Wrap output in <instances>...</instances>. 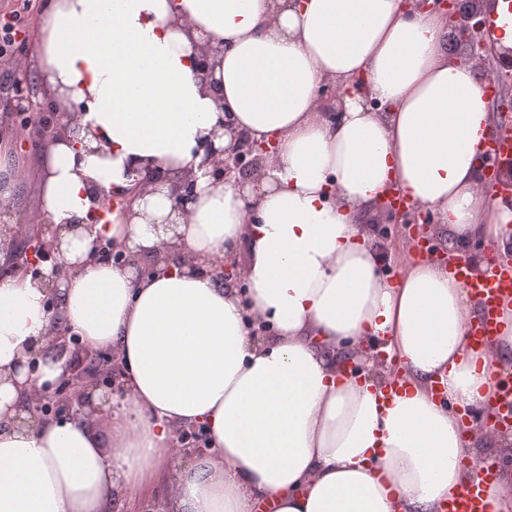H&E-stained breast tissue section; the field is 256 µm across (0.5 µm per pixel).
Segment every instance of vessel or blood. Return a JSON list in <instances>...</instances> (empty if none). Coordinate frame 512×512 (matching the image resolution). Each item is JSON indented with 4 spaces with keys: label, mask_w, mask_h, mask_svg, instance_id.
I'll use <instances>...</instances> for the list:
<instances>
[{
    "label": "vessel or blood",
    "mask_w": 512,
    "mask_h": 512,
    "mask_svg": "<svg viewBox=\"0 0 512 512\" xmlns=\"http://www.w3.org/2000/svg\"><path fill=\"white\" fill-rule=\"evenodd\" d=\"M485 153L499 158L512 157V124L503 123L484 143ZM466 290L482 306L481 316L469 322L467 336L475 350L490 346L499 333L496 311L504 300L512 299V262L491 264L483 273L473 271L470 262L460 261L450 269ZM500 387L494 403L486 410L490 426L512 428V371L499 369ZM443 512H488L481 484L469 485L459 496L448 501Z\"/></svg>",
    "instance_id": "obj_1"
}]
</instances>
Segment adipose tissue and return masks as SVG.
Instances as JSON below:
<instances>
[{
	"mask_svg": "<svg viewBox=\"0 0 512 512\" xmlns=\"http://www.w3.org/2000/svg\"><path fill=\"white\" fill-rule=\"evenodd\" d=\"M447 39L417 0H47L32 60L62 130L36 220L61 262L0 275V512H112L159 482L165 512H442L480 481L473 445L512 437L457 410L494 399L512 304L471 350L461 283L414 257L391 278L357 221L393 189L451 241L512 244V210L480 183L500 116ZM327 84L344 90L334 117ZM242 131L273 154L256 179L213 184L206 145L231 151ZM131 188L130 213L103 211ZM99 239L133 264L91 258ZM146 255L155 273L138 271ZM218 257L240 261L242 287L210 274ZM61 334L111 351L121 401L95 389L62 417L22 410L61 377L66 358L44 354ZM195 426L208 448L174 464Z\"/></svg>",
	"mask_w": 512,
	"mask_h": 512,
	"instance_id": "ef3b65f1",
	"label": "adipose tissue"
}]
</instances>
